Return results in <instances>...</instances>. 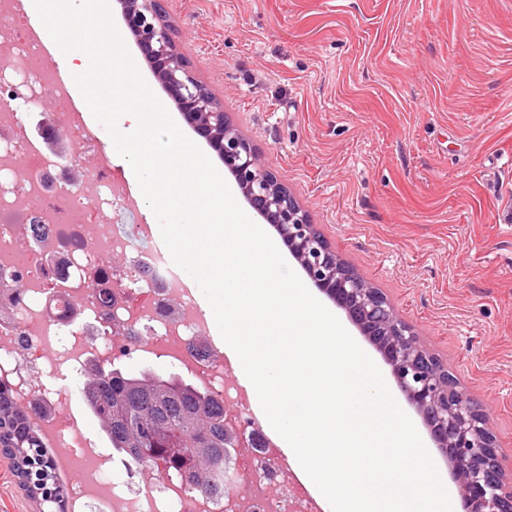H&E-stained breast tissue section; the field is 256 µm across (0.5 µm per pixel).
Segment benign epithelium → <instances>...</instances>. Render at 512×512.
Instances as JSON below:
<instances>
[{
	"label": "benign epithelium",
	"instance_id": "1",
	"mask_svg": "<svg viewBox=\"0 0 512 512\" xmlns=\"http://www.w3.org/2000/svg\"><path fill=\"white\" fill-rule=\"evenodd\" d=\"M124 23L185 122L224 162L249 206L271 224L312 284L342 309L390 365L395 383L448 461L463 512H512V478L501 469L487 409L460 389L453 374L421 343L387 297L331 248L307 211L269 173L253 143L228 120L224 103L199 81L178 49L165 0H119ZM37 133L56 152L67 144L47 113ZM224 474L246 448H263L256 432L224 411Z\"/></svg>",
	"mask_w": 512,
	"mask_h": 512
}]
</instances>
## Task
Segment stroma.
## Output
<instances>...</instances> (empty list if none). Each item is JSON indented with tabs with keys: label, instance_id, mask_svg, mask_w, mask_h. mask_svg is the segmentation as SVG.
<instances>
[{
	"label": "stroma",
	"instance_id": "obj_1",
	"mask_svg": "<svg viewBox=\"0 0 512 512\" xmlns=\"http://www.w3.org/2000/svg\"><path fill=\"white\" fill-rule=\"evenodd\" d=\"M196 77L512 470V0H168Z\"/></svg>",
	"mask_w": 512,
	"mask_h": 512
}]
</instances>
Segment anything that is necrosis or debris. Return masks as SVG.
Instances as JSON below:
<instances>
[{
    "label": "necrosis or debris",
    "mask_w": 512,
    "mask_h": 512,
    "mask_svg": "<svg viewBox=\"0 0 512 512\" xmlns=\"http://www.w3.org/2000/svg\"><path fill=\"white\" fill-rule=\"evenodd\" d=\"M45 46L27 20L23 0H0V58L29 83L30 100L50 95L52 118L67 129L73 150H48L19 112L0 111V304L12 302L11 320L0 321V368L24 364L21 404L42 398L54 407L41 417L55 454L83 473L69 484L81 512H322L291 477L277 445L246 459L233 494L202 496L166 482L142 485L133 461L99 450L85 426L86 363L107 349L113 320L141 332L142 357H167L200 385L224 392V360L206 337L203 314L167 255L139 253L116 270L110 256L133 251L149 238L138 226L122 233L104 209H126L121 175L96 156L94 134L73 84L44 68Z\"/></svg>",
    "instance_id": "1"
}]
</instances>
